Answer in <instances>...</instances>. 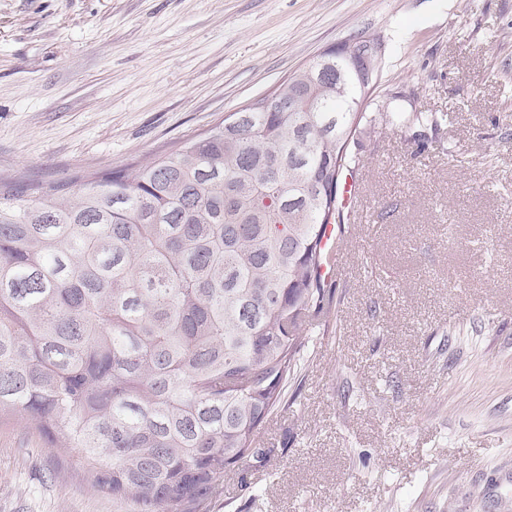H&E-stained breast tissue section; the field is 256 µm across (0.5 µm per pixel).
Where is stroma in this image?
I'll return each instance as SVG.
<instances>
[{
    "instance_id": "stroma-1",
    "label": "stroma",
    "mask_w": 512,
    "mask_h": 512,
    "mask_svg": "<svg viewBox=\"0 0 512 512\" xmlns=\"http://www.w3.org/2000/svg\"><path fill=\"white\" fill-rule=\"evenodd\" d=\"M361 31L386 55L327 331L208 512H512V0H0V174L143 162ZM0 512H116L0 421Z\"/></svg>"
}]
</instances>
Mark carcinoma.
<instances>
[{
	"instance_id": "cac0c4a2",
	"label": "carcinoma",
	"mask_w": 512,
	"mask_h": 512,
	"mask_svg": "<svg viewBox=\"0 0 512 512\" xmlns=\"http://www.w3.org/2000/svg\"><path fill=\"white\" fill-rule=\"evenodd\" d=\"M380 37L360 33L341 52ZM154 160L44 186L0 178V419L67 448L119 512H204L298 380L362 126L357 79L281 82Z\"/></svg>"
}]
</instances>
